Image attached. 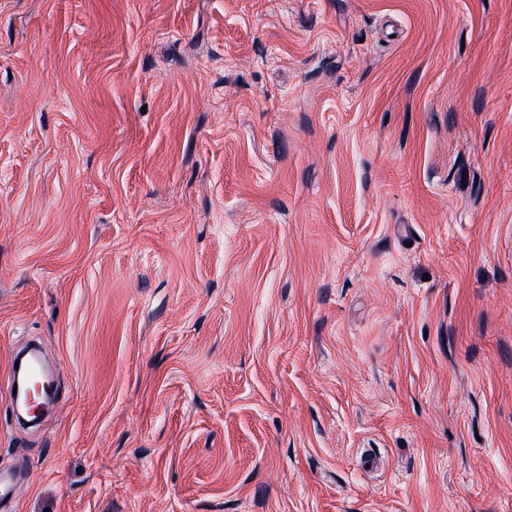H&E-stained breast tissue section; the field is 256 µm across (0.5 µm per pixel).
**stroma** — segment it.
I'll use <instances>...</instances> for the list:
<instances>
[{"mask_svg":"<svg viewBox=\"0 0 512 512\" xmlns=\"http://www.w3.org/2000/svg\"><path fill=\"white\" fill-rule=\"evenodd\" d=\"M0 470V512H512V0H0Z\"/></svg>","mask_w":512,"mask_h":512,"instance_id":"1","label":"stroma"}]
</instances>
